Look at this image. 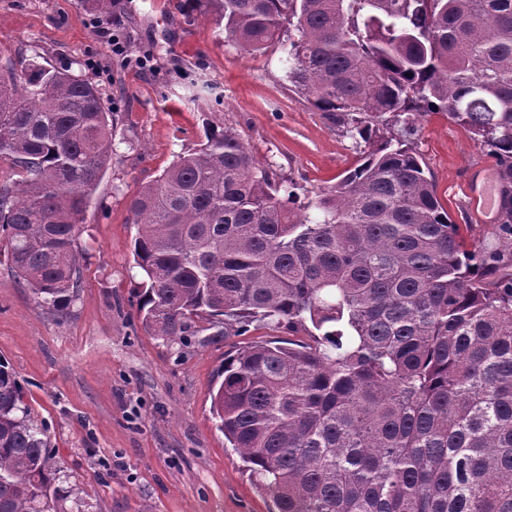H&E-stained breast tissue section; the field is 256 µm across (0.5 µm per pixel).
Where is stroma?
Instances as JSON below:
<instances>
[{"instance_id":"35a3bbf8","label":"stroma","mask_w":512,"mask_h":512,"mask_svg":"<svg viewBox=\"0 0 512 512\" xmlns=\"http://www.w3.org/2000/svg\"><path fill=\"white\" fill-rule=\"evenodd\" d=\"M102 13L97 0H0V53L16 72L33 62L71 69L116 119L112 164L77 240L86 252L78 297L66 317L49 313L1 262L0 361L89 512H270V495L215 426L210 389L226 353L288 330L255 322L245 335L204 331L185 346L148 335L133 305L143 277L128 201L197 148L209 123L237 130L302 193L335 185L360 153L289 89L283 51L248 55L225 41L207 0H111L123 57L95 29ZM413 127L412 145L468 242L512 247V235L468 210L470 170L489 162L486 148L442 112Z\"/></svg>"}]
</instances>
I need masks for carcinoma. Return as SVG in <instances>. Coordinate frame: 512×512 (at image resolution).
Here are the masks:
<instances>
[{
	"instance_id": "obj_1",
	"label": "carcinoma",
	"mask_w": 512,
	"mask_h": 512,
	"mask_svg": "<svg viewBox=\"0 0 512 512\" xmlns=\"http://www.w3.org/2000/svg\"><path fill=\"white\" fill-rule=\"evenodd\" d=\"M224 39L280 46L291 87L363 143L312 196L206 127L128 202L144 330L264 321L310 341L224 356L217 427L276 512H512V254L467 248L409 141L445 112L497 161L512 226V0H212ZM390 118H384V115ZM113 113L71 73L0 64V257L58 315ZM0 361V512H85Z\"/></svg>"
}]
</instances>
